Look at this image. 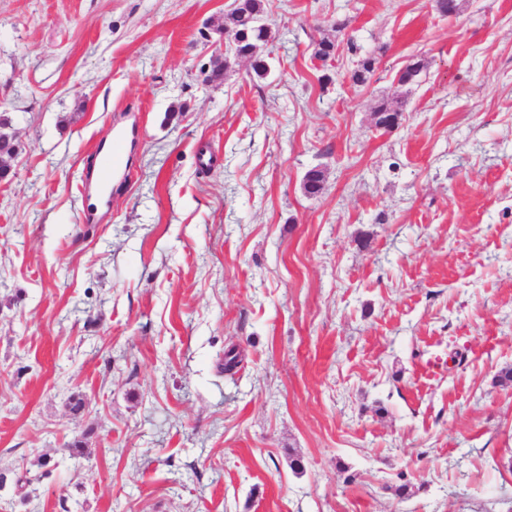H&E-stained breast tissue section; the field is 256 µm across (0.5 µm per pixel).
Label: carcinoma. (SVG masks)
<instances>
[{
    "label": "carcinoma",
    "instance_id": "obj_1",
    "mask_svg": "<svg viewBox=\"0 0 512 512\" xmlns=\"http://www.w3.org/2000/svg\"><path fill=\"white\" fill-rule=\"evenodd\" d=\"M265 13L266 0H234L233 8L224 14L222 25V30L227 33L229 50L237 59H251L252 70L258 78L264 77L267 72V63L260 50L274 40L271 29L264 22ZM229 68L227 57H215L204 82L221 84ZM323 183V171L312 169L305 175L303 189L306 194L315 196L323 189Z\"/></svg>",
    "mask_w": 512,
    "mask_h": 512
}]
</instances>
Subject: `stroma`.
Listing matches in <instances>:
<instances>
[{
  "mask_svg": "<svg viewBox=\"0 0 512 512\" xmlns=\"http://www.w3.org/2000/svg\"><path fill=\"white\" fill-rule=\"evenodd\" d=\"M231 2L0 0V512H512V0ZM265 2L235 0L233 8L224 15L221 28L227 33L228 47L234 57L251 59L252 70L258 78H263L267 72V63L260 50L274 40L271 29L264 22Z\"/></svg>",
  "mask_w": 512,
  "mask_h": 512,
  "instance_id": "stroma-1",
  "label": "stroma"
}]
</instances>
